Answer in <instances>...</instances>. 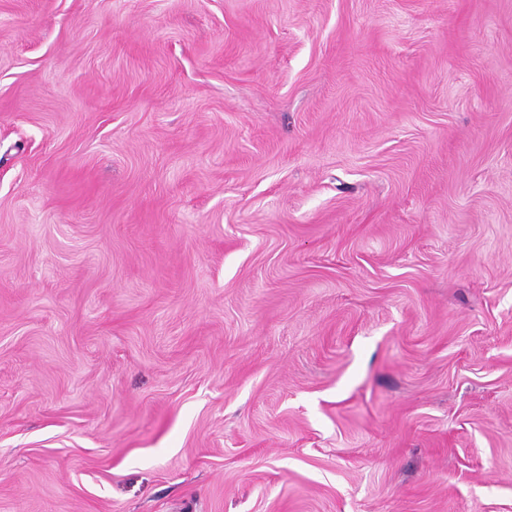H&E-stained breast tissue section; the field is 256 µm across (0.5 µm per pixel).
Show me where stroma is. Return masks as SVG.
Listing matches in <instances>:
<instances>
[{"label":"stroma","instance_id":"1","mask_svg":"<svg viewBox=\"0 0 512 512\" xmlns=\"http://www.w3.org/2000/svg\"><path fill=\"white\" fill-rule=\"evenodd\" d=\"M0 512H512V0H0Z\"/></svg>","mask_w":512,"mask_h":512}]
</instances>
